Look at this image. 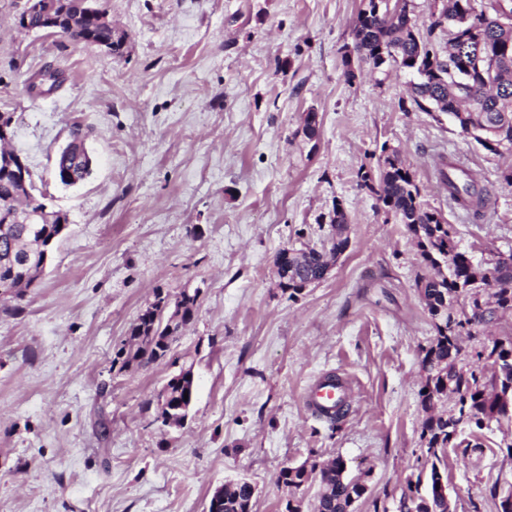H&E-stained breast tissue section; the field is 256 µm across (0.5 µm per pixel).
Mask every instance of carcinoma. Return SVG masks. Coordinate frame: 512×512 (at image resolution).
<instances>
[{
  "instance_id": "1",
  "label": "carcinoma",
  "mask_w": 512,
  "mask_h": 512,
  "mask_svg": "<svg viewBox=\"0 0 512 512\" xmlns=\"http://www.w3.org/2000/svg\"><path fill=\"white\" fill-rule=\"evenodd\" d=\"M70 15L87 32L90 44L114 43L112 26L78 15L75 0H69ZM497 0L477 4V0H441V9L429 16L421 28L410 17L408 0H362L354 21L353 44L344 53L347 79L356 77L352 62L374 69L395 64L422 75L411 85V100L425 112L449 115L466 134L469 129H496L494 145L484 148L495 154H512V27L497 22ZM479 25L464 22L473 11ZM448 33V45L437 48L430 40L435 29ZM61 85L60 74L44 70L35 75L30 90L37 96L49 94ZM85 163L73 152L60 159L56 176L61 184L72 185L84 179ZM440 183L448 199L467 215L483 216L490 196L468 167L455 159L443 160L438 167ZM360 186L378 197L382 208L406 226L416 242L425 272L416 287L431 317L435 336L421 361L423 383L420 404L425 418L420 438L430 458L428 474H418L408 483L411 494L400 500L399 508L408 512H436L440 508V484L446 449L457 448V433L450 426L455 418L461 425L478 430L492 420H512V331L498 327L512 316V254L498 255L487 265L476 263L460 250L450 225L441 213L422 200L415 174L399 149L382 145L376 168L361 167ZM33 180L22 183L0 168V214L25 213L42 206L34 196ZM61 211L50 212L35 224L0 222V290L10 295L0 300L20 299L44 270L45 252L67 230L61 224ZM335 234L327 247L300 250L306 276L320 277L329 261L344 250L348 238L342 237L348 224L347 213L336 204L330 221ZM200 290H183L174 303L181 320L196 316ZM169 304L168 296L158 291L154 301L140 312L129 332V349L121 348L113 361L125 358L147 365L167 355L177 335L161 317ZM169 405L187 406L193 400L191 371L166 384ZM318 468L286 467L279 482L291 491L308 482ZM346 463L338 457L326 464L318 479L315 512H354L353 507L366 493L365 481L345 475ZM427 485L420 494L421 485ZM250 489L241 484L224 486L221 512H252Z\"/></svg>"
}]
</instances>
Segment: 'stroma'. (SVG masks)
I'll use <instances>...</instances> for the list:
<instances>
[{
    "instance_id": "1",
    "label": "stroma",
    "mask_w": 512,
    "mask_h": 512,
    "mask_svg": "<svg viewBox=\"0 0 512 512\" xmlns=\"http://www.w3.org/2000/svg\"><path fill=\"white\" fill-rule=\"evenodd\" d=\"M121 54L16 25L0 0V113L37 193L71 224L23 298L0 303V512H205L217 486L256 487L253 512H284L281 469L342 458L367 494L356 512H399L429 470L420 363L435 332L405 225L361 189L382 145L401 150L422 199L474 261L512 253V158L417 108L391 66L344 77L361 0H98ZM64 81L29 91L35 72ZM319 120L304 130L307 112ZM80 126L91 175L60 184L55 163ZM461 158L488 186L483 221L435 176ZM349 246L328 277L289 296L273 260L322 247L334 204ZM199 289L170 353L113 365L155 292ZM192 368L187 422L163 425L157 396ZM326 373L355 385L337 422L303 403ZM447 451L457 512H500L512 489V422L464 428Z\"/></svg>"
}]
</instances>
